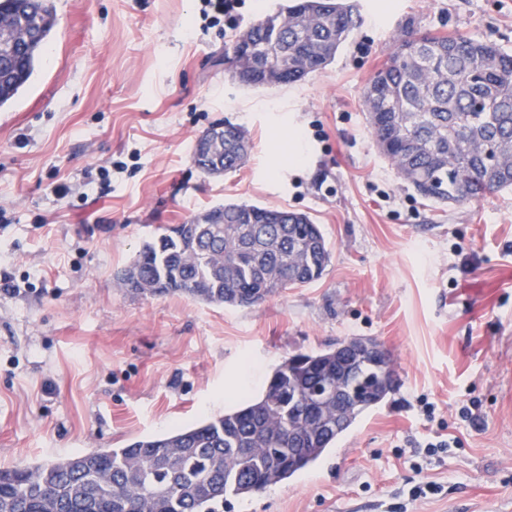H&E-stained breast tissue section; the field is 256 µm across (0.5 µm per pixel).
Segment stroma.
<instances>
[{
    "label": "stroma",
    "instance_id": "1",
    "mask_svg": "<svg viewBox=\"0 0 512 512\" xmlns=\"http://www.w3.org/2000/svg\"><path fill=\"white\" fill-rule=\"evenodd\" d=\"M285 3L245 0L230 27L204 0H54L36 72L0 109V468L222 415L288 355L362 336L390 350L399 389L229 512H512V190L421 199L361 97L409 19L512 51V0H357L362 26L325 69L246 87L219 56ZM226 120L248 160L204 174L195 141ZM227 202L307 214L323 276L251 308L119 288L145 240ZM439 432L459 445L412 456L408 439ZM429 481L442 492L404 497Z\"/></svg>",
    "mask_w": 512,
    "mask_h": 512
}]
</instances>
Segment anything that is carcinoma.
I'll return each mask as SVG.
<instances>
[{"instance_id":"obj_1","label":"carcinoma","mask_w":512,"mask_h":512,"mask_svg":"<svg viewBox=\"0 0 512 512\" xmlns=\"http://www.w3.org/2000/svg\"><path fill=\"white\" fill-rule=\"evenodd\" d=\"M52 0H0V107L30 82L54 26ZM362 22L353 0H288L224 47L243 84H290L325 68ZM372 137L397 174L435 205L512 189V53L491 41L402 25L362 91ZM246 130L224 123V170L244 164ZM143 243L119 277L133 294H184L251 307L320 279L331 251L303 214L228 202ZM374 386L372 357L329 349L284 358L262 395L222 416L123 448L0 469V512H214L319 461L397 387Z\"/></svg>"}]
</instances>
